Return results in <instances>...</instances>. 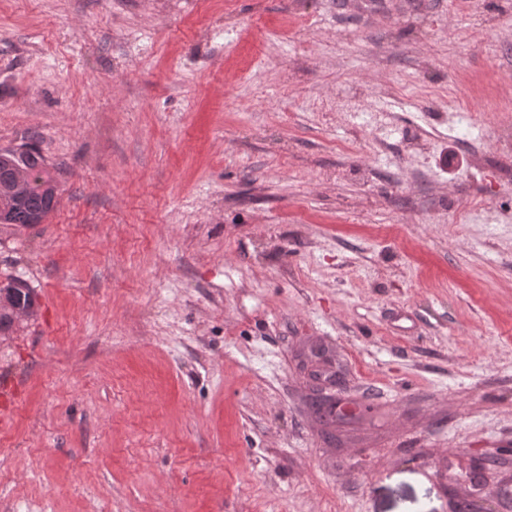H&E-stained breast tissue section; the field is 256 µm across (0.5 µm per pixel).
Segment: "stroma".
Segmentation results:
<instances>
[{
    "label": "stroma",
    "mask_w": 512,
    "mask_h": 512,
    "mask_svg": "<svg viewBox=\"0 0 512 512\" xmlns=\"http://www.w3.org/2000/svg\"><path fill=\"white\" fill-rule=\"evenodd\" d=\"M35 132L0 512H512V0H0Z\"/></svg>",
    "instance_id": "1"
}]
</instances>
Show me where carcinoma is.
I'll use <instances>...</instances> for the list:
<instances>
[{"mask_svg":"<svg viewBox=\"0 0 512 512\" xmlns=\"http://www.w3.org/2000/svg\"><path fill=\"white\" fill-rule=\"evenodd\" d=\"M58 192L38 137L32 135L23 150H0V224L29 227L47 217L57 204ZM34 291L19 280L0 286V334L13 332L36 314Z\"/></svg>","mask_w":512,"mask_h":512,"instance_id":"carcinoma-1","label":"carcinoma"}]
</instances>
